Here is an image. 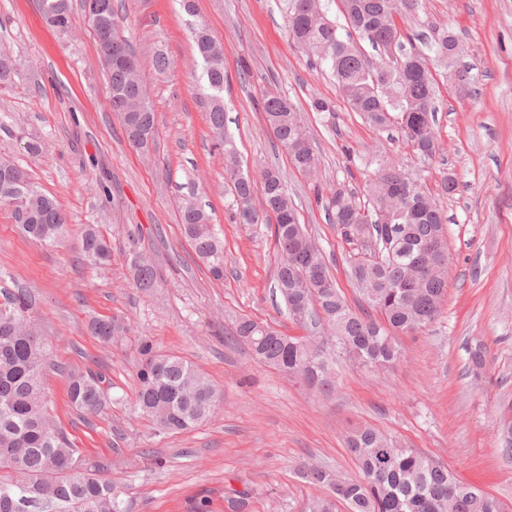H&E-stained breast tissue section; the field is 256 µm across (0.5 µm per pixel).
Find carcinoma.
<instances>
[{"mask_svg": "<svg viewBox=\"0 0 512 512\" xmlns=\"http://www.w3.org/2000/svg\"><path fill=\"white\" fill-rule=\"evenodd\" d=\"M421 0H339L346 25L331 21L322 0H287L286 21L291 40L318 63H325L350 110L379 131L398 129L402 138L424 157L435 155L433 129L435 82L428 55L406 46L403 25L414 19ZM43 17L57 29L72 25L69 0H40ZM193 40L204 62L203 76L212 90L209 125L214 145L230 164L231 218L236 224L273 225L279 262L275 288L288 315L308 325L324 322L335 332L328 347L312 348L269 324L239 319L230 332L245 343L254 360L300 376L323 396L335 391L333 357H345L370 370L392 366L403 357L400 333L422 332L440 315L448 288L447 216L418 179L389 159H377L366 181L363 199L354 188L338 183L325 199L330 223L352 246L348 275L361 300V312L348 305L330 274L325 251L300 223L298 207L283 176L275 170L260 174V183L237 170L235 142L224 122V56L203 24L193 27ZM367 42L382 50L392 46L401 61L384 54L370 61ZM429 50L452 68L458 82L472 92L475 76L457 69L465 46L446 25L431 31ZM140 117L139 133L150 140L155 112L134 94L112 97V111L122 122L129 142L132 111ZM262 111L276 147L286 152L297 170L315 175L318 157L309 128L294 103L280 94L262 100ZM12 164L0 162V206L10 208L15 223L41 244H53L69 233L58 201L41 192L30 179L12 180ZM266 208L256 209V187ZM181 226L197 259L211 276L224 278V242L210 215L193 201L181 209ZM82 258L95 266L109 264L112 248L93 225L82 233ZM136 285L153 288L156 268L130 253ZM32 299L19 288L0 304V512H128L124 489L112 479L121 462L93 460L73 447L57 428L43 384L49 343L30 317ZM94 336L109 342L126 331L115 319H96ZM136 409L155 434H178L208 420L217 409L219 391L212 380L177 356L154 354L152 342L138 344ZM102 377L92 372L71 374L67 381L70 406L90 418L101 414L108 396ZM360 478L344 481L337 474L308 468L303 477L315 488L330 491L310 500L309 512H335L341 500L347 512H504L495 496L459 481L446 466L416 448L397 444L375 427L357 428L347 440Z\"/></svg>", "mask_w": 512, "mask_h": 512, "instance_id": "1", "label": "carcinoma"}]
</instances>
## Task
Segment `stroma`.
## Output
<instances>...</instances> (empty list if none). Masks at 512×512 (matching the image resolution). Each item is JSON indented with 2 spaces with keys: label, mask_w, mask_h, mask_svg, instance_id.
Here are the masks:
<instances>
[{
  "label": "stroma",
  "mask_w": 512,
  "mask_h": 512,
  "mask_svg": "<svg viewBox=\"0 0 512 512\" xmlns=\"http://www.w3.org/2000/svg\"><path fill=\"white\" fill-rule=\"evenodd\" d=\"M122 33L143 62L142 79L156 112L149 154L125 137L109 103L107 72L82 0H71V32L50 28L39 0H0V51L18 65L0 88V160L23 168L56 197L69 224L57 245L29 239L0 206V289L24 288L32 316L52 340L44 385L58 427L84 454L126 467L112 477L126 487L129 512H231V491L249 494L246 512H308L315 491L302 464L358 474L345 447L352 428L367 424L442 462L463 483L490 493L512 512V459L501 433L512 422V0H424L412 35L445 24L466 39L467 65L479 95L462 96L438 78L434 125L439 150L426 159L399 136L376 131L344 101L328 66L310 63L288 40L286 0H196L200 21L224 49V108L239 160L251 176L282 171L302 223L318 237L350 306L357 295L346 275L349 247L328 221L329 190L360 189L382 156L418 178L448 218V292L442 313L421 333L399 336L403 360L369 372L336 361V393L323 399L302 380L257 364L243 345L226 343L234 323L250 318L294 336L274 291L277 254L270 229L228 221L224 156L212 146L209 91L180 0H115ZM169 60L165 72L153 56ZM286 95L316 144L319 178L293 168L274 149L261 98ZM329 100L318 112L314 98ZM42 143L32 158L27 140ZM459 183L441 195L443 171ZM201 204L224 241V278L214 280L180 226L185 201ZM96 224L109 237L112 263L81 262V232ZM151 260L159 288H136L131 251ZM128 319L131 330L103 344L95 318ZM148 336L160 355H176L221 391L218 412L182 434L155 435L134 412L136 344ZM485 349L480 374L468 351ZM101 375L111 401L84 420L67 399L71 372Z\"/></svg>",
  "instance_id": "1"
}]
</instances>
